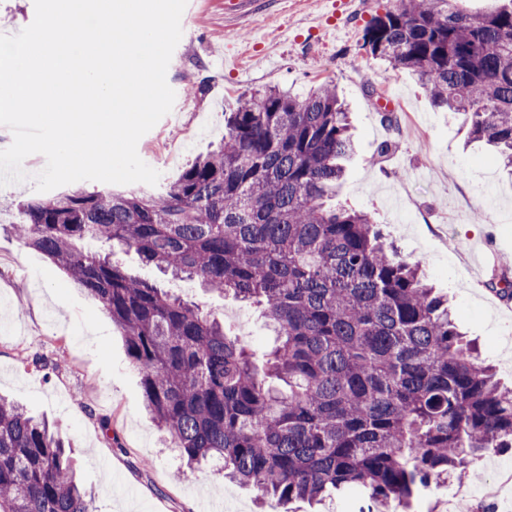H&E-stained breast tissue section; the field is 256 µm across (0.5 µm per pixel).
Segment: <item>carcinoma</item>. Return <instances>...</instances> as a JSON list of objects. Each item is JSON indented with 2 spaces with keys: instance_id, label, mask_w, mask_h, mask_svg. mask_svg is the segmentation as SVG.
<instances>
[{
  "instance_id": "cac0c4a2",
  "label": "carcinoma",
  "mask_w": 512,
  "mask_h": 512,
  "mask_svg": "<svg viewBox=\"0 0 512 512\" xmlns=\"http://www.w3.org/2000/svg\"><path fill=\"white\" fill-rule=\"evenodd\" d=\"M399 0L364 47L410 71L468 138L512 167V0ZM353 152L336 86L246 95L224 142L158 194L65 191L18 209L15 234L121 330L143 398L187 463L281 502L356 488L371 510L512 448V389L459 332L417 264L368 213L331 205ZM252 302L276 332L249 342L116 259ZM512 300V279L489 283ZM0 512H94L48 424L0 397Z\"/></svg>"
}]
</instances>
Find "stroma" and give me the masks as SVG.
Masks as SVG:
<instances>
[{
	"label": "stroma",
	"mask_w": 512,
	"mask_h": 512,
	"mask_svg": "<svg viewBox=\"0 0 512 512\" xmlns=\"http://www.w3.org/2000/svg\"><path fill=\"white\" fill-rule=\"evenodd\" d=\"M225 0H188L182 38L167 70L180 111L138 144L140 158L175 181L224 137V115L244 93L279 87L306 94L334 83L350 108L356 153L339 200L370 214L429 283L448 295L458 324L497 376L512 386V301L487 283L512 258V172L483 143H468L464 117L433 106L406 70L362 47L374 15L396 0H252L230 14ZM392 105L396 128L381 121ZM34 180L0 188V395L53 423L97 512H346L359 491L314 506L270 508L220 470L188 468L164 447L146 413L142 375L125 338L100 305L63 270L24 247L13 225L17 203L36 197ZM138 277L163 283L247 336L257 353L274 336L259 309L178 282L133 253L121 258ZM109 417L102 429L101 417ZM512 449L476 459L473 480L423 492L411 512H512Z\"/></svg>",
	"instance_id": "obj_1"
}]
</instances>
